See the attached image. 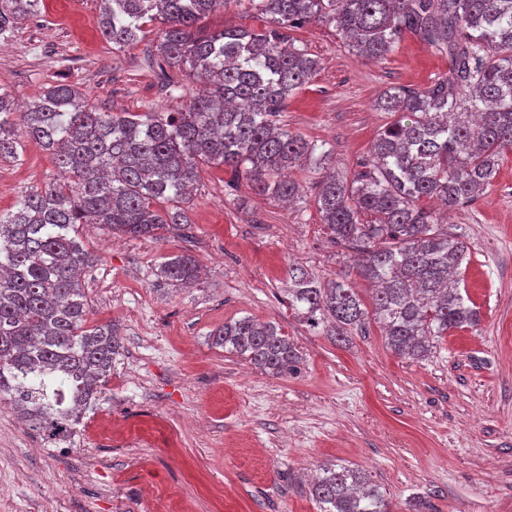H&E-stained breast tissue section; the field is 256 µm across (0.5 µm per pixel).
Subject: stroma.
Listing matches in <instances>:
<instances>
[{
	"label": "stroma",
	"mask_w": 512,
	"mask_h": 512,
	"mask_svg": "<svg viewBox=\"0 0 512 512\" xmlns=\"http://www.w3.org/2000/svg\"><path fill=\"white\" fill-rule=\"evenodd\" d=\"M99 16L100 0H40L36 17L0 34V87L22 106L65 83L107 112L183 111L202 86L167 90L157 26L117 50ZM297 37L320 68L282 119L324 144L341 172L390 120L373 107L379 93L426 86L448 68L411 36L380 62L349 52L324 23ZM60 178L27 142L21 161L0 163V211ZM316 180L307 174L288 208L208 165L189 225L164 239L81 225L98 258L82 278L88 319L114 324L122 350L70 437L45 440L0 401V512H156L164 502L170 512H317L306 478L325 463L366 470L391 512L418 500L429 512H512V154L484 195L448 216L470 247L461 276L480 322L449 332L425 360L396 355L377 324L339 345L289 309V266L324 282L350 275L320 220ZM184 253L202 274L179 286L159 267ZM242 317L280 325L303 357L297 374L269 375L213 345V330Z\"/></svg>",
	"instance_id": "obj_1"
}]
</instances>
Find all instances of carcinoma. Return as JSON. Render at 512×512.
<instances>
[{
    "mask_svg": "<svg viewBox=\"0 0 512 512\" xmlns=\"http://www.w3.org/2000/svg\"><path fill=\"white\" fill-rule=\"evenodd\" d=\"M248 2L259 31L210 13ZM100 28L122 49L162 24L158 68L179 89L187 76L207 86L183 112H100L72 86L48 88L15 112L0 87V161H16L24 140L49 152L64 182L32 190L0 212V396L19 419L51 439L73 433L112 373L121 342L110 324L87 326L80 271L94 255L78 225L160 238L189 223L183 204L199 168L222 165L257 195L302 197L293 176L321 175L316 208L336 247L356 254L357 274L374 286L366 306L347 277L327 284L288 268V308L338 343L370 320L398 355L422 359L448 332L479 322L456 273L469 256L463 236L439 224L444 211L474 201L512 153V0H101ZM37 0H10L0 33L35 16ZM313 20L335 27L353 54L382 61L410 35L448 57L428 86H394L375 101L392 121L370 158L347 179L331 151L279 122L318 62L290 34ZM194 257L165 261L176 284L199 277ZM215 345L273 376L299 370V350L274 322L242 317L211 333ZM319 512H390L368 475L323 465L309 483Z\"/></svg>",
    "mask_w": 512,
    "mask_h": 512,
    "instance_id": "cac0c4a2",
    "label": "carcinoma"
}]
</instances>
